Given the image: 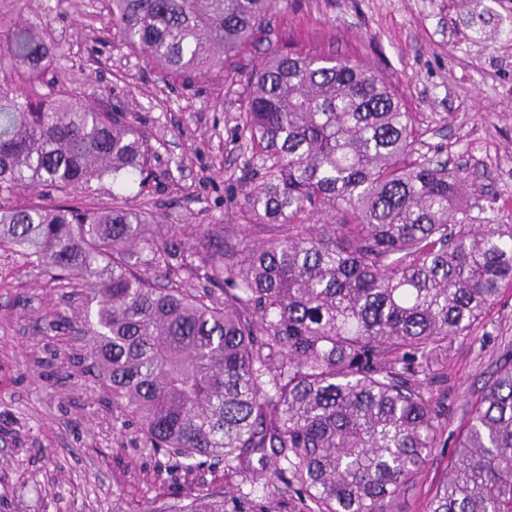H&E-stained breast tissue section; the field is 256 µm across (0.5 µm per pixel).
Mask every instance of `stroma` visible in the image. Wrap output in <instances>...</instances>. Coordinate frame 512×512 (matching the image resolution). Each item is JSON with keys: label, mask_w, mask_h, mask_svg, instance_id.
Here are the masks:
<instances>
[{"label": "stroma", "mask_w": 512, "mask_h": 512, "mask_svg": "<svg viewBox=\"0 0 512 512\" xmlns=\"http://www.w3.org/2000/svg\"><path fill=\"white\" fill-rule=\"evenodd\" d=\"M25 15L46 26L60 55L62 82L86 85L98 108L120 105L151 137L157 177L148 196L163 224H221L254 242L263 225L243 219L226 192L243 163L236 119L246 78L269 48L317 50L375 68L413 113L420 154L467 168L495 199L494 216L512 224V0H485L487 31L475 41L462 0H291L233 60L203 81L166 80L112 30L107 0H26ZM79 296L9 251H0V512H142L147 502L186 492L168 459L138 447L112 417V395L73 332ZM512 340V285L472 337L448 353L442 437L427 469L398 502L424 512L450 464L460 425ZM206 487L263 504L257 474L217 466Z\"/></svg>", "instance_id": "stroma-1"}]
</instances>
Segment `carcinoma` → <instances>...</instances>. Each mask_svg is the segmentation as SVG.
I'll use <instances>...</instances> for the list:
<instances>
[{
	"label": "carcinoma",
	"mask_w": 512,
	"mask_h": 512,
	"mask_svg": "<svg viewBox=\"0 0 512 512\" xmlns=\"http://www.w3.org/2000/svg\"><path fill=\"white\" fill-rule=\"evenodd\" d=\"M112 28L175 81L203 79L288 0H109ZM0 4V250L80 288L89 359L137 442L189 477L209 462L261 467L268 503L297 512H398L442 431L440 360L512 285V224L464 169L416 153L415 121L374 69L271 49L250 72L228 184L264 223L255 245L222 224L162 232L112 194L154 179L150 136L128 113L46 80L58 48ZM485 36L483 0H465ZM30 186L39 201L13 203ZM199 287H184V278ZM187 503L225 508L195 483ZM425 512H512V355L459 430ZM93 189H96L92 194L86 195L84 198V204L89 207L103 208L112 205V191L115 193L121 192L124 195L132 197L137 191V185L132 182L127 184L122 191L117 189L116 186L112 187V184L108 181L103 184L93 183Z\"/></svg>",
	"instance_id": "cac0c4a2"
}]
</instances>
